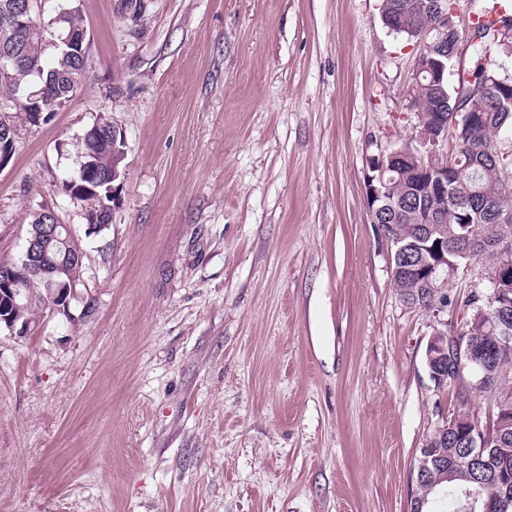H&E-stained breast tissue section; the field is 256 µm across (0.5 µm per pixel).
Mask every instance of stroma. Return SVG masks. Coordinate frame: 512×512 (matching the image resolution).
Returning a JSON list of instances; mask_svg holds the SVG:
<instances>
[{
	"mask_svg": "<svg viewBox=\"0 0 512 512\" xmlns=\"http://www.w3.org/2000/svg\"><path fill=\"white\" fill-rule=\"evenodd\" d=\"M84 85L0 168V261L48 206L82 250L67 312L0 331V512H410L457 403L406 305L366 161L409 143L418 53L380 0H82ZM112 222L62 190L97 118Z\"/></svg>",
	"mask_w": 512,
	"mask_h": 512,
	"instance_id": "1",
	"label": "stroma"
}]
</instances>
